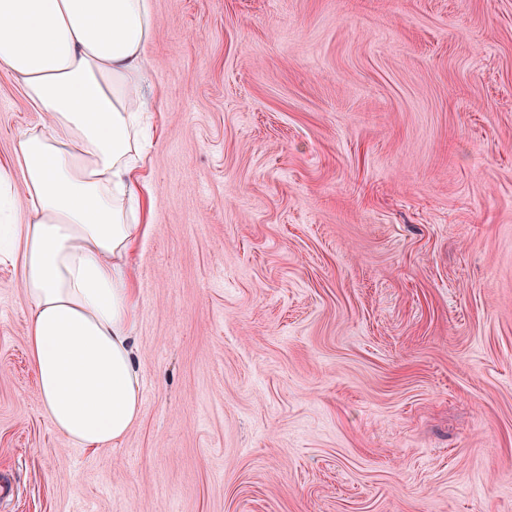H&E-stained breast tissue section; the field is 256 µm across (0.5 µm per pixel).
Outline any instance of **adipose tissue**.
<instances>
[{
  "mask_svg": "<svg viewBox=\"0 0 512 512\" xmlns=\"http://www.w3.org/2000/svg\"><path fill=\"white\" fill-rule=\"evenodd\" d=\"M157 28L152 0H0V70L43 122L0 165V223L17 227L35 387L56 432L120 442L141 415L128 274L141 227L143 108L133 94Z\"/></svg>",
  "mask_w": 512,
  "mask_h": 512,
  "instance_id": "adipose-tissue-1",
  "label": "adipose tissue"
}]
</instances>
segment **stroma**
<instances>
[{
  "mask_svg": "<svg viewBox=\"0 0 512 512\" xmlns=\"http://www.w3.org/2000/svg\"><path fill=\"white\" fill-rule=\"evenodd\" d=\"M153 4L141 418L55 431L0 258V512H512V0Z\"/></svg>",
  "mask_w": 512,
  "mask_h": 512,
  "instance_id": "1",
  "label": "stroma"
}]
</instances>
